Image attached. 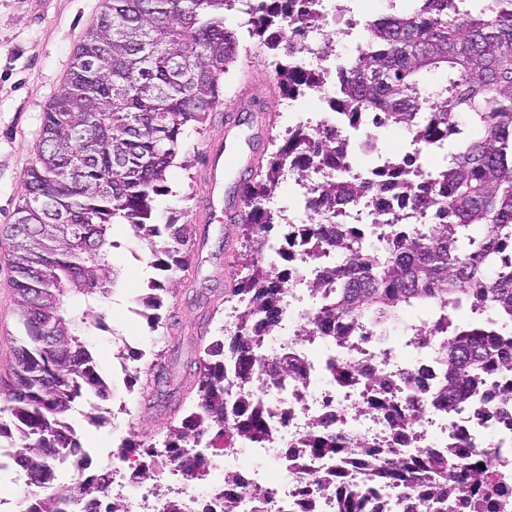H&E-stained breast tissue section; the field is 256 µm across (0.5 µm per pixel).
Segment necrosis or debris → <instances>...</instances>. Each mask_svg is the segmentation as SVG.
Segmentation results:
<instances>
[{"instance_id": "obj_1", "label": "necrosis or debris", "mask_w": 512, "mask_h": 512, "mask_svg": "<svg viewBox=\"0 0 512 512\" xmlns=\"http://www.w3.org/2000/svg\"><path fill=\"white\" fill-rule=\"evenodd\" d=\"M293 266L286 302L265 351L287 347L298 359L288 386L259 381L244 392L270 431L269 438L225 449L241 483L231 496L223 479L199 488L172 458L158 476L185 512H347L348 500L363 512H512V351L493 367L465 403L441 409L446 373L435 362L447 346L433 319L414 323L395 345L367 336L305 335L312 250L296 225L285 227ZM336 443V452H313L312 434ZM479 449L462 497L446 503L376 478L392 452L428 470H447L462 447ZM128 455L112 459L109 493L125 499L128 512H161L157 490L137 483Z\"/></svg>"}]
</instances>
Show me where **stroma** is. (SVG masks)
<instances>
[{"mask_svg":"<svg viewBox=\"0 0 512 512\" xmlns=\"http://www.w3.org/2000/svg\"><path fill=\"white\" fill-rule=\"evenodd\" d=\"M102 9L103 0H0V233L13 221L23 175L36 159L45 109L60 90L85 30L97 22ZM224 82L225 105L245 91L253 95V104L238 112L233 128H225L213 113L202 128L187 127L189 164L168 169L169 192L157 199L161 219L194 227L189 273L165 294L159 311L162 322L173 324L174 339H156L145 318L132 312L134 299L145 294L155 271L148 250L128 226L112 230L117 246L110 262L121 276L111 295L97 305L95 312L105 327L90 338L113 388L104 404L110 416L102 426H84L80 436L99 468L111 462L119 441L150 445L153 436L166 435L169 426L180 425L188 415L192 399H185L180 412L170 413L164 396L188 377L201 346L219 338L224 305L240 278V222H227L219 212L204 221L199 218L204 149L220 143L241 161L268 159L271 137L286 136L301 121L317 122L320 109L327 106L310 91L294 98L284 95L273 67L262 57L238 63ZM11 279L8 261L0 253V375L21 335ZM120 337L144 358L138 378L125 379L121 371L115 357Z\"/></svg>","mask_w":512,"mask_h":512,"instance_id":"1","label":"stroma"}]
</instances>
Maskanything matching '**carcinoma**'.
<instances>
[{
	"mask_svg": "<svg viewBox=\"0 0 512 512\" xmlns=\"http://www.w3.org/2000/svg\"><path fill=\"white\" fill-rule=\"evenodd\" d=\"M389 0L391 12L366 21L357 55L338 65L333 103L351 129L335 140L320 125L294 130L272 153L265 173L244 192L242 222L250 254L235 296L243 305L226 338L204 347L196 361L195 410L164 440L192 478L205 480L203 462L186 449L205 435L215 441L257 438L262 418L237 402L238 420L224 429L227 404L261 367L275 385L288 384V350L261 362L262 337L275 327L285 301L288 269L266 262V251L290 261L288 246L271 237L282 210L271 207L285 174L306 189L304 209L322 216L306 225L315 243L308 318L312 336L336 329L375 336L419 310L448 329L438 351L447 371L442 404L451 409L502 357L512 334V0ZM316 0H105L97 22L73 56L63 88L44 114L38 159L23 175L14 223L0 237L8 255L24 339L0 383V470L13 463L29 488L18 512H55L72 492L73 505L125 512L103 482L75 478L60 489L57 472L81 447L74 413L91 425L96 400L111 388L87 339L102 328L95 306L116 284L111 230L126 224L145 241L150 267L161 278L135 299L153 330L168 284L189 271L185 247L192 226L158 222L156 198L166 194V171L186 151L183 135L223 101L221 77L237 63L239 41L225 13L251 12L257 50H283L275 62L282 91L325 92L324 73L296 57V42L321 29ZM446 72L441 81L430 75ZM397 128L411 151L371 163L382 174L371 187L349 165L371 151L379 133ZM437 150L447 163L435 171L419 160ZM371 205L389 216L391 231L360 235L333 223L336 209ZM73 293L84 307L67 306ZM486 316L459 324L448 307L462 301ZM377 474L408 490L455 494L445 472L427 474L398 454Z\"/></svg>",
	"mask_w": 512,
	"mask_h": 512,
	"instance_id": "cac0c4a2",
	"label": "carcinoma"
}]
</instances>
